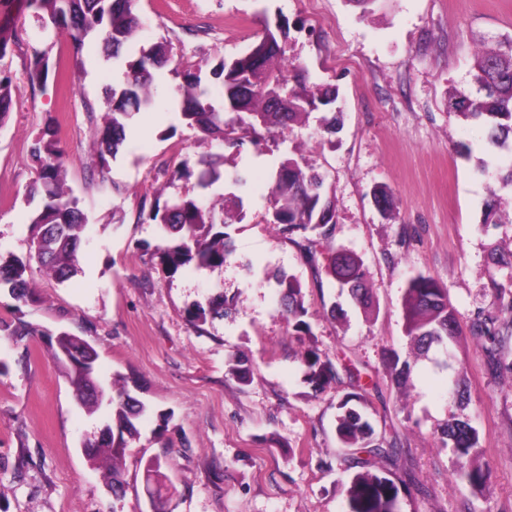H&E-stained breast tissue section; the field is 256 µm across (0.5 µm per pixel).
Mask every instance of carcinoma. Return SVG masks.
Here are the masks:
<instances>
[{"instance_id": "1", "label": "carcinoma", "mask_w": 512, "mask_h": 512, "mask_svg": "<svg viewBox=\"0 0 512 512\" xmlns=\"http://www.w3.org/2000/svg\"><path fill=\"white\" fill-rule=\"evenodd\" d=\"M26 3L33 9L42 32L62 37L76 54L96 39L122 70V79L107 93L103 122L97 121L95 106L84 103L93 126L97 166L103 170L126 141L128 123L134 114L154 106L150 93L152 70L172 60L173 47L162 39L141 50L135 59L123 54L141 26L135 12L136 0H26ZM49 52L48 48L35 52L30 81L40 82L50 68H60L59 63H50ZM284 60L285 48L268 29L246 53L229 62L219 61L211 74L223 88L220 108L214 105L212 85L202 82L198 73H186L184 83L173 91L181 122L239 153L244 145L243 138L237 136L239 128L244 126L260 138L295 123L305 124L319 106L336 102L338 93L330 84L287 88L280 66ZM472 71V85L449 90L447 111L486 127L488 146L506 152L498 183L501 188L512 190V40L481 48ZM11 87V78L0 68V126L12 108ZM31 158L36 178L27 189L26 201L37 206L28 218V254L23 259L11 252L0 253V286L25 301L32 294L29 278L32 260H37L61 282L76 272L77 251L86 223L78 199L65 190V153L52 130L35 139ZM223 159L224 154L215 153L201 160L203 169L197 173L186 161L165 172L173 183L194 176L196 185L208 190L223 179ZM220 200L219 208L208 204L204 196L174 195L149 206L141 202L139 217L157 225L170 238V243L160 250L165 272L175 274L190 263L198 270L224 266L232 254L230 235L225 228L229 222L243 219V198L230 193L221 195ZM511 204V197L491 191L490 199L485 202L484 223L500 222ZM266 223L291 236V242L299 248L316 276L325 274L333 278L361 308L369 307L362 262L332 243L336 208L325 190L323 175L294 158L281 160L271 174ZM496 265L503 271L504 279L496 284L501 309L512 317V255L497 260ZM273 279L279 293V313L287 320L288 327L297 334L311 335L305 320L308 310L300 280L285 272L273 274ZM403 311L406 335L419 352L425 354L432 346L450 343L458 335L459 322L456 310L448 301V289L430 275H417L409 280ZM227 313L228 304L223 300L206 306L195 304L188 310V317L194 324L203 325ZM472 329L483 338L482 349L488 363L500 369L498 355L512 337V320L501 323L491 315L479 313L472 320ZM1 332L22 339L31 335L33 328L24 321L0 320ZM55 357L65 369L79 405L90 413L103 407L109 409L104 427L112 431V441L87 440L83 447L90 459L107 463L112 496L120 499L124 495L123 461L148 407L128 387L112 384L106 388L100 383L95 374L98 352L89 341L61 330L55 334ZM301 363L305 379L316 390L340 378L337 363L312 345L305 350ZM390 370L400 383L407 381L411 373L410 363L396 351L390 355ZM344 372L354 380L356 391L338 405L336 436L342 447L360 450V455L348 459L352 473L347 481L344 512H398V485L376 470L377 460L395 458L397 441L376 435L365 414L367 386L361 383L360 373L347 366ZM445 435L455 456L454 489L465 488L475 497H487L489 469L477 463L481 449L477 429L469 421L459 420L448 426Z\"/></svg>"}]
</instances>
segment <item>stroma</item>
Listing matches in <instances>:
<instances>
[{
    "label": "stroma",
    "mask_w": 512,
    "mask_h": 512,
    "mask_svg": "<svg viewBox=\"0 0 512 512\" xmlns=\"http://www.w3.org/2000/svg\"><path fill=\"white\" fill-rule=\"evenodd\" d=\"M136 8L143 27L129 56L165 38L174 59L154 76V109L134 118L101 170L84 105L104 117L120 69L96 47L69 55L61 77L31 84L33 52L51 38L20 0H0V23L16 33L5 60L13 106L0 126V251H28L30 148L46 129L87 218L75 276L62 283L32 267L25 303L0 288V320L35 328L20 342L0 335V512H343L349 451L335 421L352 386L343 376L312 389L300 362L312 343L368 384L370 422L398 442L380 474L421 480L400 490L399 512H512V374L488 368L471 332L475 313L498 311L491 256L512 251V223L484 226L497 158L481 124L446 110L449 88L468 83L482 44L512 38V0H379L370 13L354 0H138ZM279 25L288 33L286 67L305 69L309 84L335 86V106L320 110L335 117L334 132L294 125L238 154L179 125L171 92L184 74L209 79L219 60ZM171 125L175 135L161 139ZM463 144L470 155L460 154ZM218 151L224 179L209 198L235 190L244 200L243 221L229 229L234 253L221 268L168 274L158 257L164 239L140 219V203L197 195L193 183H169L163 169L177 152L194 167ZM287 156L325 175L336 204L333 243L361 259L370 312L332 278L315 277L298 247L266 224L271 166ZM239 172L247 183L237 189ZM379 188L392 195V212L376 205ZM278 271L302 282L311 335H292L279 314L270 280ZM419 274L437 278L458 313L453 351L467 406L449 396L448 374L435 366L442 350L409 354L402 300ZM220 293L232 312L193 326L189 308ZM61 329L95 345L103 383L124 380L150 407L126 456L121 502L82 449L102 420L76 404L56 362L51 336ZM390 348L408 357L410 384H394ZM238 359L252 366L244 385L228 372ZM462 417L480 432L486 499L449 484L454 456L437 431ZM152 458L167 477L154 498L145 492Z\"/></svg>",
    "instance_id": "stroma-1"
}]
</instances>
